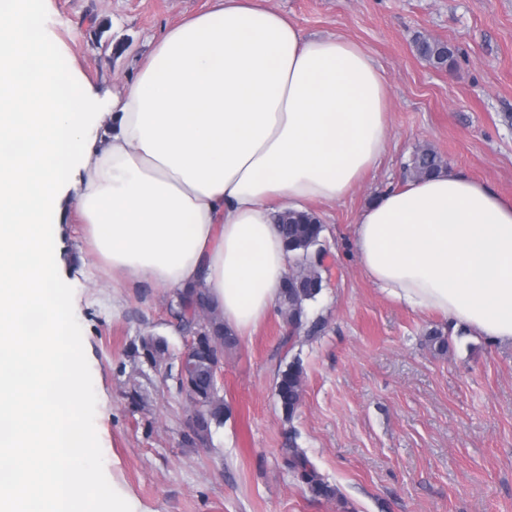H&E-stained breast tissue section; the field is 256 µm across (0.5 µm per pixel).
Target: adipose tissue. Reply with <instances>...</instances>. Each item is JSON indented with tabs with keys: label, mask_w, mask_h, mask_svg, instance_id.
<instances>
[{
	"label": "adipose tissue",
	"mask_w": 512,
	"mask_h": 512,
	"mask_svg": "<svg viewBox=\"0 0 512 512\" xmlns=\"http://www.w3.org/2000/svg\"><path fill=\"white\" fill-rule=\"evenodd\" d=\"M46 26L42 0H0V512H101L63 198L117 285H203L253 335L288 272L276 205L351 194L386 151L390 88L361 45L305 37L267 0L170 28L107 97ZM354 246L393 301L512 345V202L487 185L451 169L388 187Z\"/></svg>",
	"instance_id": "adipose-tissue-1"
}]
</instances>
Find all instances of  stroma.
Returning a JSON list of instances; mask_svg holds the SVG:
<instances>
[{
    "instance_id": "obj_1",
    "label": "stroma",
    "mask_w": 512,
    "mask_h": 512,
    "mask_svg": "<svg viewBox=\"0 0 512 512\" xmlns=\"http://www.w3.org/2000/svg\"><path fill=\"white\" fill-rule=\"evenodd\" d=\"M216 0H45L51 37L99 92L132 81L169 28ZM307 36L338 34L367 49L391 89L387 151L347 199L310 204L324 225L327 285L288 325L272 310L254 336L225 349L224 424L206 444L183 437L196 407L168 364L189 339L169 307L174 291L113 288L80 220L58 225L70 317L95 387L88 421L99 480L132 512H512V346L449 328L404 307L366 276L354 251L361 209L403 184L402 166L430 146L448 167L512 200V0H269ZM420 39L458 47L439 69ZM448 334L437 351L431 329ZM164 337L168 363L135 356L143 335ZM300 362L303 393L285 418L279 370ZM304 448L336 495L312 500L285 464Z\"/></svg>"
}]
</instances>
